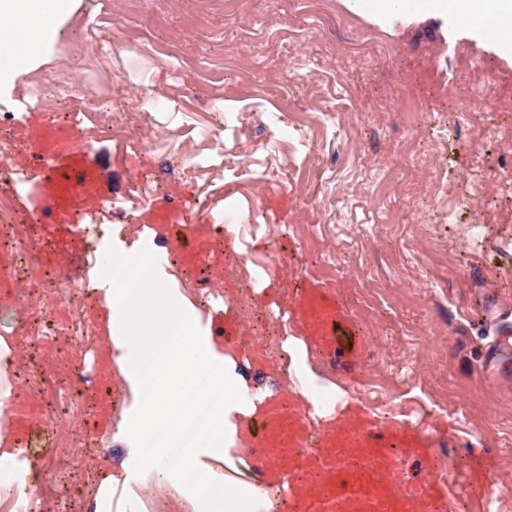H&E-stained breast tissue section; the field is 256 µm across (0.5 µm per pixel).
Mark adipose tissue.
I'll return each mask as SVG.
<instances>
[{"label":"adipose tissue","mask_w":512,"mask_h":512,"mask_svg":"<svg viewBox=\"0 0 512 512\" xmlns=\"http://www.w3.org/2000/svg\"><path fill=\"white\" fill-rule=\"evenodd\" d=\"M79 0H0V87H12L19 73L32 69L36 52L55 40ZM427 12L449 16L455 23L477 28L488 41L512 51V0H423ZM137 266L134 288L107 289L108 333L112 365L120 384L138 392L153 377L151 398L135 402L118 425V439L138 449L142 436L157 428L176 434L192 421L185 404L188 393L204 401L210 391L224 395L217 427L202 432V456L223 461V470L208 469L204 485H178L192 512H209V499L224 501V512H280L288 494L285 482L259 479L248 460L252 426L264 403L291 393L315 422L331 424L348 399L336 385L324 383L309 360L303 340L286 338L291 364L278 388L248 381L240 371L245 354L218 349L212 336L197 324L195 308L159 279L154 259L134 254L116 263L113 279L127 266Z\"/></svg>","instance_id":"obj_1"}]
</instances>
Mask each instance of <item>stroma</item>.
Here are the masks:
<instances>
[{
  "label": "stroma",
  "mask_w": 512,
  "mask_h": 512,
  "mask_svg": "<svg viewBox=\"0 0 512 512\" xmlns=\"http://www.w3.org/2000/svg\"><path fill=\"white\" fill-rule=\"evenodd\" d=\"M111 42L118 51L106 52ZM469 61L512 96L511 53L419 9L376 18L349 0H81L38 66L0 89V113L23 111L39 79L56 75L121 85L116 111L153 114L72 151L112 203L98 238L75 249L72 215L60 212L32 236L50 247L44 286L19 284L13 298L0 290V338L14 361L0 437L67 456L77 419L66 407L84 401L101 440L83 464L58 470L36 512H82L90 499L96 512L158 508L135 456L113 440L134 396L114 383L102 298L124 253L210 251L166 225L156 210L166 194L189 223L239 227L208 301L184 264L164 263L160 277L216 342L221 320L239 326L256 350L250 377L289 364L285 337L307 339L292 309L307 277L338 297L362 342L347 360L309 341L321 378L367 411L387 402L385 419L432 445L428 460L409 461L407 480L447 482L438 512H512V371L492 358L496 337L512 335V209L495 208L501 188L485 175L512 168V112L454 111L448 96L467 94ZM218 98L226 110L214 111ZM177 154L196 164L194 180L182 179ZM69 263L81 271L90 336L38 342L32 311L63 330L71 320L50 285ZM259 271L271 295L255 292ZM83 364L99 371L94 397L78 386L57 398L42 391ZM106 461L126 464L130 480L104 496Z\"/></svg>",
  "instance_id": "obj_1"
}]
</instances>
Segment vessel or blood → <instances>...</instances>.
<instances>
[{"mask_svg":"<svg viewBox=\"0 0 512 512\" xmlns=\"http://www.w3.org/2000/svg\"><path fill=\"white\" fill-rule=\"evenodd\" d=\"M68 155L64 147L46 157L48 178L62 174L73 183L82 180L83 171L67 164ZM293 303L321 346L340 355L355 352L356 337L333 332L335 322L346 316L334 297L309 286ZM253 454L257 475L286 481L288 502L299 512H429L444 498L439 481L410 484L402 476L406 460L429 454L417 429L387 424L355 405L339 411L334 426L314 444L303 410L272 398Z\"/></svg>","mask_w":512,"mask_h":512,"instance_id":"1","label":"vessel or blood"}]
</instances>
